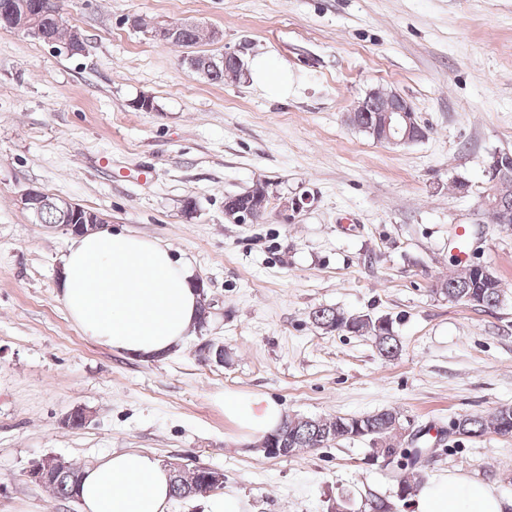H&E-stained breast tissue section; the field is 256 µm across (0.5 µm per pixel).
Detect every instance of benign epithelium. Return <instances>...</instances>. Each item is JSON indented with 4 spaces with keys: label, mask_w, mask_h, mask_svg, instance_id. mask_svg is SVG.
<instances>
[{
    "label": "benign epithelium",
    "mask_w": 512,
    "mask_h": 512,
    "mask_svg": "<svg viewBox=\"0 0 512 512\" xmlns=\"http://www.w3.org/2000/svg\"><path fill=\"white\" fill-rule=\"evenodd\" d=\"M0 28L22 31L29 36L44 38L42 29L34 21V14L29 7L23 12L15 10L11 4L0 6ZM373 113L367 128L378 135L379 140L391 146H401L421 140L425 131L418 124L410 102L397 91H383L381 94L370 92L363 100L357 102L347 115V122L354 126H362L365 113ZM508 153L496 154L490 157L485 165V176L490 185H498L503 181L504 167L508 162ZM19 202L23 209L28 211L36 220L40 219L43 205L46 203L44 191L27 188L19 195ZM64 216V226L75 234H82L85 229L98 227L97 220L92 214L80 205L69 201H62L61 207ZM224 216L234 224H247L256 221V215L248 210L232 206H224ZM402 430L399 417H394L383 425V436L372 439L374 454L383 458L384 463H393L394 456L387 449L388 441L384 433L390 430ZM288 425L284 424L275 432L267 435L256 444L267 457H284L288 454ZM59 459L46 456L33 465L27 472L30 480L38 485H44L54 473Z\"/></svg>",
    "instance_id": "1"
}]
</instances>
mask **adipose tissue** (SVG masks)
Wrapping results in <instances>:
<instances>
[{
	"mask_svg": "<svg viewBox=\"0 0 512 512\" xmlns=\"http://www.w3.org/2000/svg\"><path fill=\"white\" fill-rule=\"evenodd\" d=\"M61 298L84 336L150 360L179 348L197 325L201 297L191 265L171 247L125 230L75 237L62 258ZM225 416L248 439L281 424V404L257 392H227ZM170 471L154 456L127 451L87 467L82 512H167ZM411 512H512V500L477 479L450 473L425 480Z\"/></svg>",
	"mask_w": 512,
	"mask_h": 512,
	"instance_id": "obj_1",
	"label": "adipose tissue"
}]
</instances>
